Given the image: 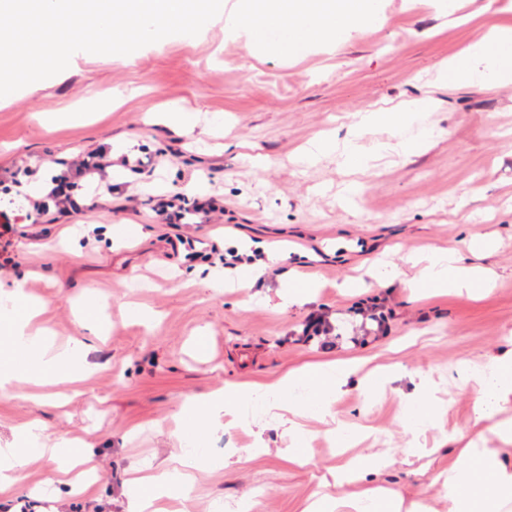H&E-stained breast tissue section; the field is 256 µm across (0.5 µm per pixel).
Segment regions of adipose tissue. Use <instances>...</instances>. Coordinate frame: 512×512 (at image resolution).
I'll return each instance as SVG.
<instances>
[{
    "mask_svg": "<svg viewBox=\"0 0 512 512\" xmlns=\"http://www.w3.org/2000/svg\"><path fill=\"white\" fill-rule=\"evenodd\" d=\"M382 21V0H235L224 30L244 38L249 47L296 58L316 46L336 48L351 31L377 26ZM449 73L451 81L459 83L512 81V24L495 26L487 38L473 45L461 58L450 61ZM426 109V104L418 103L401 111L364 112L355 128L360 131L379 123L399 130L418 126V137L401 143L403 149L413 150L430 133L425 123ZM482 282L481 273L465 265L458 252L451 249L429 255L412 285L436 293L471 295L480 289ZM39 313V308L31 305L19 313L0 310V320L11 325L8 341L13 349L12 356L0 359V391L13 387L24 374L41 386L53 383L60 376L78 378L82 342L76 340L65 349H55L47 337L31 329V320ZM354 370V364L349 362L311 363L265 386V397L255 403L256 410L267 421H288L289 461L306 464L304 419L324 414L332 397L346 385ZM470 377L477 385L474 398L477 430L461 448L456 465L442 481V493L448 501V512H477L481 506L486 512H512V468L501 465L497 449L481 445L489 434L512 441V420L496 418L502 402L512 399V356L493 359L487 368L471 370ZM296 386L305 387L308 397L283 402L282 394ZM251 402L250 390L228 384L218 392L190 398L185 408L190 411L196 429L202 431L223 422L231 427L248 425L244 408ZM16 437L17 445L0 446V495L20 481L30 459L42 456L56 462L60 477L75 490H84L97 482L98 473L91 464L89 449L76 447L67 459H60L56 445L43 443L35 424L18 428ZM178 463L176 469L160 470L130 481L125 512H154L158 499H175L181 495L191 470L221 466L220 460L189 451L182 452ZM484 472L492 475V483L479 481V474Z\"/></svg>",
    "mask_w": 512,
    "mask_h": 512,
    "instance_id": "adipose-tissue-1",
    "label": "adipose tissue"
}]
</instances>
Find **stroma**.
Returning <instances> with one entry per match:
<instances>
[{"label":"stroma","mask_w":512,"mask_h":512,"mask_svg":"<svg viewBox=\"0 0 512 512\" xmlns=\"http://www.w3.org/2000/svg\"><path fill=\"white\" fill-rule=\"evenodd\" d=\"M383 13L381 25L336 50L294 60L251 50L216 21L204 36L166 37L125 63L75 57L0 101V208L19 217L0 290L38 299L56 344L84 342L86 366L77 386L58 385L46 398L23 382L0 392V444L37 421L49 440L93 446L100 475L76 494L55 482L54 462L30 460L0 496V512H40V490L58 512H122L129 480L174 466L188 398L227 384L257 392L306 363L338 359L392 369L377 394H365L355 375L330 405L351 433V454L386 466L335 484L344 457L316 419L302 466L287 459V426L267 425L256 451L246 429L207 432L200 445L209 455L238 461L198 473L188 500L170 501L172 512H215L224 501L304 512L323 495L349 512L352 494L380 487L400 493L401 512H447L435 479L474 431L472 386L456 366L512 355V83L443 85L436 76L492 26L512 21V0H455L451 10L440 0H384ZM420 98L433 104L434 134L418 149H397L400 132L378 124L358 140L371 155L364 170H346L334 152L299 163L315 143L348 138L357 111L401 110ZM129 141L158 164L112 169L126 211L112 213L102 196L74 224H49L41 240L27 239V201L14 194L15 179L36 188L55 161L97 147L116 154ZM380 143L387 152L375 153ZM161 192L223 196L221 222L194 225L192 234L227 253L260 247L274 260L252 277L185 260L169 244L174 229L151 210ZM477 234L490 235L494 249L470 252ZM448 248L494 272L480 297L407 288L411 255ZM381 260L396 270L392 282L344 291ZM301 276L315 278L312 295L283 306L289 278ZM374 297L395 310L391 330L353 340L349 309ZM313 312L335 319L336 346L298 340ZM201 336L210 339L203 351ZM427 381L439 412L413 435L400 403L421 396Z\"/></svg>","instance_id":"35a3bbf8"}]
</instances>
